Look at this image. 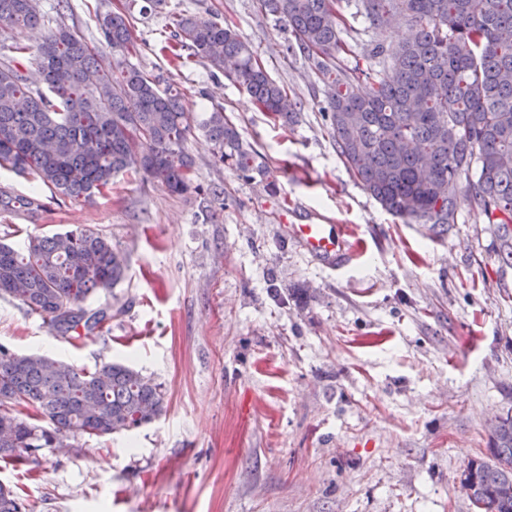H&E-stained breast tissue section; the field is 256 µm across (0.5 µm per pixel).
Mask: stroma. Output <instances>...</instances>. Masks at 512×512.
<instances>
[{
	"label": "stroma",
	"mask_w": 512,
	"mask_h": 512,
	"mask_svg": "<svg viewBox=\"0 0 512 512\" xmlns=\"http://www.w3.org/2000/svg\"><path fill=\"white\" fill-rule=\"evenodd\" d=\"M39 5L44 28L1 31V46L34 47L61 24L96 40L97 14L125 13L127 63L163 75L192 115L223 105L277 185L238 178L196 131L200 193L121 177L89 202L44 187L45 213L0 217V241L18 249L94 226L127 264L89 301L114 310L101 332L58 336L0 297V344L85 371L123 362L166 399L152 424L0 460L24 512H472L456 481L488 458L487 422L512 414V269L493 225L465 205L434 237L383 210L337 155L308 60L257 0ZM173 13L236 27L300 101L296 121H275L206 61L173 62L161 36ZM312 220L352 228L359 259L331 270L301 250L289 227Z\"/></svg>",
	"instance_id": "1"
}]
</instances>
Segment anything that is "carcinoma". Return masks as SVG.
Wrapping results in <instances>:
<instances>
[{
	"mask_svg": "<svg viewBox=\"0 0 512 512\" xmlns=\"http://www.w3.org/2000/svg\"><path fill=\"white\" fill-rule=\"evenodd\" d=\"M342 0H258L281 22L322 84L324 117L347 170L389 214L426 224L434 236L457 223L460 204L495 225L499 264L512 266V0H358V13L378 37L363 56L379 66L360 89L356 73L336 64L347 51ZM106 48L59 25L38 44L34 68L0 58V170L43 184L61 198H91L120 175L154 178L169 191H199L185 145L190 133L180 93L127 64L116 70L107 52L134 47L120 13L97 18ZM43 23L34 0H0V30ZM404 25V39L380 37ZM164 42L204 59L239 84L264 112L292 123L300 103L288 96L230 24L200 15L171 17ZM198 129L215 157L238 177L268 173L266 162L220 106ZM47 209L35 193L0 185V213L36 217ZM123 256L91 226L30 235L23 250L0 242V296L42 316L61 336L88 333L112 315L86 301L126 276ZM32 406L48 430L13 413ZM159 384L122 362L92 372L40 354L0 348V459H24L72 435L104 437L148 425L165 411ZM488 461H468L475 512H512V415L489 426ZM0 512H21L0 484Z\"/></svg>",
	"mask_w": 512,
	"mask_h": 512,
	"instance_id": "obj_1",
	"label": "carcinoma"
}]
</instances>
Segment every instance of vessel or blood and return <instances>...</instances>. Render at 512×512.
I'll return each mask as SVG.
<instances>
[{
	"instance_id": "b4317fda",
	"label": "vessel or blood",
	"mask_w": 512,
	"mask_h": 512,
	"mask_svg": "<svg viewBox=\"0 0 512 512\" xmlns=\"http://www.w3.org/2000/svg\"><path fill=\"white\" fill-rule=\"evenodd\" d=\"M297 245L319 261L343 267L357 260L358 244L352 243V232L342 224H295L291 227Z\"/></svg>"
}]
</instances>
